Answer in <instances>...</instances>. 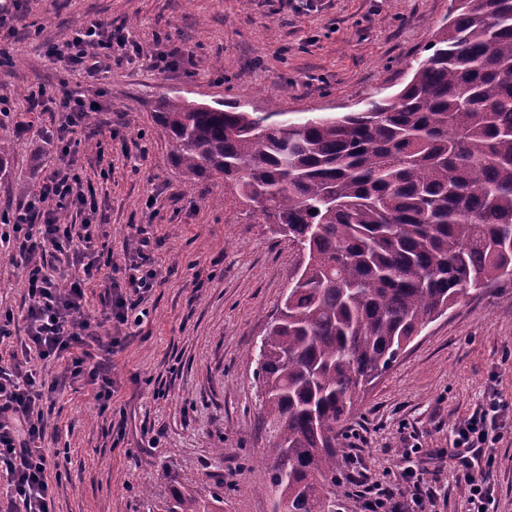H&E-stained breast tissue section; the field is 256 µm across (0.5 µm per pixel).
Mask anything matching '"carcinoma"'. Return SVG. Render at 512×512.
Here are the masks:
<instances>
[{"instance_id":"cac0c4a2","label":"carcinoma","mask_w":512,"mask_h":512,"mask_svg":"<svg viewBox=\"0 0 512 512\" xmlns=\"http://www.w3.org/2000/svg\"><path fill=\"white\" fill-rule=\"evenodd\" d=\"M430 54L361 112L279 120L161 99L189 180L224 176L305 252L258 349L272 485L332 512L336 428L413 337L512 280V0H450ZM174 512H211L194 495Z\"/></svg>"}]
</instances>
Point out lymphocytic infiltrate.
Instances as JSON below:
<instances>
[{
    "label": "lymphocytic infiltrate",
    "instance_id": "f902f5d3",
    "mask_svg": "<svg viewBox=\"0 0 512 512\" xmlns=\"http://www.w3.org/2000/svg\"><path fill=\"white\" fill-rule=\"evenodd\" d=\"M116 46L131 56L142 53L140 46L128 45L118 31L86 21L75 28L67 44V59L73 67L99 73L108 68ZM65 106L67 111L57 129L61 166L46 175L19 208L0 215V243L15 244L28 297L27 338L21 342L13 366L0 367V475L7 479V489L0 493V512H54L55 486L48 475L53 461L40 443L55 394L67 385L87 381L96 385L95 400L104 412L114 393L111 377L99 365L91 364L89 353L83 349L95 323L85 305L83 281L93 278L97 270L87 257L98 252L101 237L95 196L85 190L76 167L81 142L75 138L74 129L97 105L86 102L83 95L70 93ZM64 210L79 214L81 223H62L60 213ZM46 250L65 264L84 258L83 279L61 282L39 257ZM150 252V239L141 238L139 263L129 266L124 286L108 293L105 321L128 324L139 299L157 283L160 271ZM34 357L48 362L62 358L67 367L60 375L48 378L31 368ZM499 413L498 402L492 400L457 427L458 447L471 454L464 462L467 512H490L493 491L486 470L503 437L497 422ZM400 477L402 486L362 497L360 512H429L420 491V473L406 467Z\"/></svg>",
    "mask_w": 512,
    "mask_h": 512
}]
</instances>
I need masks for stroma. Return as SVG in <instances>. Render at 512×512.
Here are the masks:
<instances>
[{"instance_id": "obj_1", "label": "stroma", "mask_w": 512, "mask_h": 512, "mask_svg": "<svg viewBox=\"0 0 512 512\" xmlns=\"http://www.w3.org/2000/svg\"><path fill=\"white\" fill-rule=\"evenodd\" d=\"M449 0H21L0 27V97L11 142L0 174V212L23 203L59 164L52 141L68 92L98 107L80 126L78 166L95 189L96 219L113 258L85 285L101 315L108 283H123L140 231L156 241L161 281L139 305L140 322L98 328L94 361L115 383L99 412L96 387L79 381L56 395L42 442L58 455L55 512H173L199 494L212 512H274L269 437L254 352L301 260L295 243L260 214L232 202L216 177L187 180L157 125L161 96L248 112L343 114L373 96H394L426 55ZM121 29L144 54L91 75L52 55L86 20ZM181 49L169 70L152 57ZM46 91L31 107L29 92ZM154 208H146L147 197ZM0 310L14 314L0 342V366L14 361L27 307L22 270L0 251ZM496 397L509 428L487 472L490 512H512V282L474 292L435 317L366 391L340 432L365 484L336 472L334 512H359L361 486L399 480L406 438L426 452L410 458L436 512H466L456 426Z\"/></svg>"}]
</instances>
